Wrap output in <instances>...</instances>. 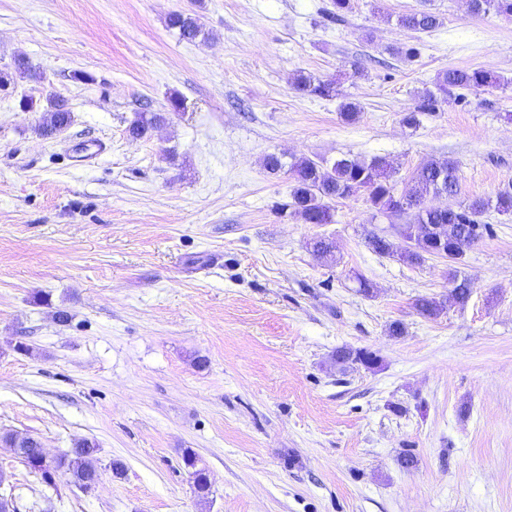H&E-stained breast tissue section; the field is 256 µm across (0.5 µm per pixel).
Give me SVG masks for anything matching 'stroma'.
Returning a JSON list of instances; mask_svg holds the SVG:
<instances>
[{
    "label": "stroma",
    "mask_w": 512,
    "mask_h": 512,
    "mask_svg": "<svg viewBox=\"0 0 512 512\" xmlns=\"http://www.w3.org/2000/svg\"><path fill=\"white\" fill-rule=\"evenodd\" d=\"M329 3L0 0V70L23 56L41 74L0 90V434L51 458L95 441L100 471L88 492L62 474L50 486L0 444L16 512H512V215H484L493 232L459 267L470 300L428 319L414 303L446 299V260L374 253L390 221L363 191L332 201L333 223H303L289 176L263 166L384 156L401 189L449 158L458 201L495 196L512 184V17L351 0L331 23ZM425 7L439 27L398 25ZM175 11L210 39H180ZM406 45L413 60L394 53ZM448 68L500 84L406 126ZM301 72L335 80V97L297 94ZM51 94L72 122L42 137ZM145 109L170 119L132 139ZM342 347L380 363L337 365ZM184 463L191 469V477L194 483V491L198 497L205 498L210 492V481L207 472L203 468H197V460L192 454L184 455Z\"/></svg>",
    "instance_id": "obj_1"
}]
</instances>
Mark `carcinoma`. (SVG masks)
Here are the masks:
<instances>
[{
	"instance_id": "obj_1",
	"label": "carcinoma",
	"mask_w": 512,
	"mask_h": 512,
	"mask_svg": "<svg viewBox=\"0 0 512 512\" xmlns=\"http://www.w3.org/2000/svg\"><path fill=\"white\" fill-rule=\"evenodd\" d=\"M470 9L475 14L495 10L499 14L512 15V0H469ZM402 27L418 32H429L440 25L439 18L432 12L418 10L400 17ZM167 25L178 31L181 39L193 42L208 37L199 19L190 14L174 11L169 14ZM35 78L37 70L26 59L20 58L14 63V73L0 72V86L11 82L13 76ZM499 80L491 73L478 69L450 68L438 75L436 91L425 90L423 101L418 112H430L435 109L437 94L446 95L456 89L477 90L495 87ZM294 90L302 96L328 98L336 94V82L322 80L303 73L293 81ZM167 117L158 112L140 111L127 128L128 135L133 139H143L150 135L156 125L165 123ZM71 122V111L65 100L59 97L48 99V107L43 112L36 128L39 135L48 137L66 127ZM264 167L271 173L287 170L291 175L292 189L290 207L294 215L306 224H330L333 222V211L330 202L346 199L354 194L365 191L368 193L374 210L387 217L408 216L409 221L403 229L418 225L424 233L418 237L420 244L417 249L405 257V261L418 264L431 255L428 244L435 236L434 227H447L446 250L448 261L459 263L467 250L485 233L490 225L482 222V217L493 209L499 214L512 215V188L500 190L495 198L475 197L456 206L449 205L443 209L428 205L431 196L457 195L459 181L457 169L449 159H430L419 165L413 172L409 182L401 193H396L392 180L393 167L383 157L374 156L369 160L338 158L332 162L324 159L315 161L300 157L292 163L283 162L282 157L273 153L263 159ZM369 248L380 256H396L395 243L386 236L372 235L368 240ZM448 279L452 283L449 299L463 305L472 294L470 281L459 275L458 270L449 268ZM415 307L425 318H435L445 309V302L434 297H421ZM336 362L339 364H360L371 368L378 363L377 356L366 349L341 348L336 351ZM99 448L88 439H84L63 453L50 466L43 461L37 440L16 445L15 454L29 468L42 473L61 471L69 475L70 482L82 491H88L99 480L97 453ZM185 466L191 469L195 493L201 498L208 496L210 481L207 472L197 467L196 458L187 453L184 455Z\"/></svg>"
}]
</instances>
